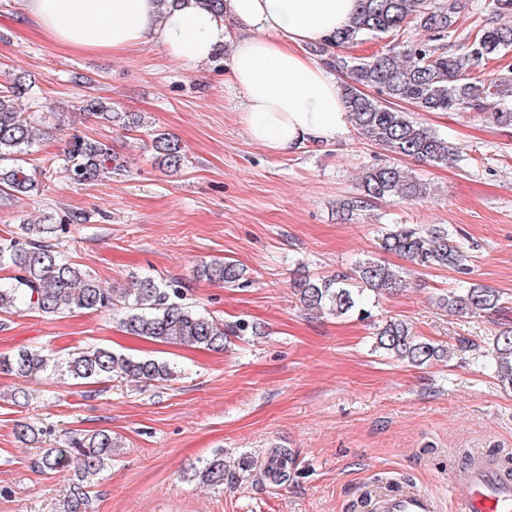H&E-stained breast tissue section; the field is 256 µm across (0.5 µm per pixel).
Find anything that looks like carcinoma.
I'll return each instance as SVG.
<instances>
[{
	"label": "carcinoma",
	"instance_id": "carcinoma-1",
	"mask_svg": "<svg viewBox=\"0 0 512 512\" xmlns=\"http://www.w3.org/2000/svg\"><path fill=\"white\" fill-rule=\"evenodd\" d=\"M460 0H360L359 10L349 24L313 49L334 71L347 75L341 96L357 137L403 158L423 164H443L454 159L448 139L425 126L411 112L400 109L408 103L419 112H480L493 96L509 92L508 79L490 82L474 75V69L512 48V24L474 21L459 34ZM390 39V46L369 58H356L346 50L355 44ZM375 89L370 96L363 88ZM31 84L23 73L0 83V200L39 196L52 174L29 168L22 156L34 145L37 125L43 123L36 111L26 112L22 102L30 98ZM80 111L124 130L144 124L135 112H118L112 103L97 97L83 101ZM153 164L163 171H178L185 162L179 139L166 132L152 134ZM123 160L108 142L75 135L65 150L61 174L75 185L92 184L122 166ZM360 193L344 208L361 210L375 201L422 200L428 183L409 175L401 166L380 164L360 176ZM80 214L59 223L51 218L20 222L19 233L0 238V266L12 275L0 281V315L34 311L60 316L76 311L113 310L121 307L120 325L143 339L222 351L230 336L257 333L245 320L226 325L188 301L189 286L181 279L157 280L137 277L130 288H107L97 275L74 262L59 249L60 238L70 225L82 224ZM382 248L403 254L424 267L468 271L467 256L448 245V229L434 226L425 231L399 224L382 234ZM200 276L226 286H244L245 271L231 260H213L201 265ZM307 310L337 316L368 315L364 293L397 295L407 288L405 277L372 259L360 261L349 272H338L294 284ZM440 306L452 313L498 315L501 296L496 289L473 283L439 297ZM373 350L387 358L423 366L448 358V346L415 335L401 319L385 321L375 333ZM491 366L499 383L512 387V327L494 336ZM0 372L32 379L44 375L70 380L78 385L98 382L133 381L157 384L174 376L173 366L153 358L136 357L105 347H88L54 357L42 349L21 348L11 355L0 354ZM21 441H38L43 428L26 422L15 426ZM117 447L109 430L69 431L56 446L47 448L36 460L47 474L74 473L70 493L59 504V512H88L93 481L112 463ZM193 477L206 487L218 489L229 477L224 454L208 459Z\"/></svg>",
	"mask_w": 512,
	"mask_h": 512
}]
</instances>
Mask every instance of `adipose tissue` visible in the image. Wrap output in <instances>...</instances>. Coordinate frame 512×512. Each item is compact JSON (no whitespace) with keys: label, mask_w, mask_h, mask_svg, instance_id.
I'll list each match as a JSON object with an SVG mask.
<instances>
[{"label":"adipose tissue","mask_w":512,"mask_h":512,"mask_svg":"<svg viewBox=\"0 0 512 512\" xmlns=\"http://www.w3.org/2000/svg\"><path fill=\"white\" fill-rule=\"evenodd\" d=\"M359 0H224L223 16L195 0H23L44 37L76 54L122 55L159 46L173 62L199 66L224 54L229 90L241 96L248 138L285 155L329 144L347 129L336 78L308 53L347 25Z\"/></svg>","instance_id":"1"}]
</instances>
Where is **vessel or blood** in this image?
Listing matches in <instances>:
<instances>
[{
    "label": "vessel or blood",
    "instance_id": "b4317fda",
    "mask_svg": "<svg viewBox=\"0 0 512 512\" xmlns=\"http://www.w3.org/2000/svg\"><path fill=\"white\" fill-rule=\"evenodd\" d=\"M450 494L460 512H512V463L474 454L451 477ZM356 512H443L439 495L378 476L363 484Z\"/></svg>",
    "mask_w": 512,
    "mask_h": 512
}]
</instances>
